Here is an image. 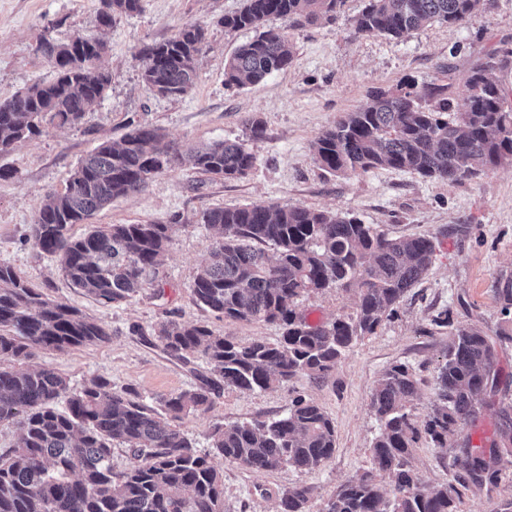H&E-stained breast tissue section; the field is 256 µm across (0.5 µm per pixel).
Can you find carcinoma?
<instances>
[{"label":"carcinoma","mask_w":512,"mask_h":512,"mask_svg":"<svg viewBox=\"0 0 512 512\" xmlns=\"http://www.w3.org/2000/svg\"><path fill=\"white\" fill-rule=\"evenodd\" d=\"M478 0H366L356 31L399 39L441 23L461 26ZM344 0H244L224 16V31L251 30L224 62V85L243 89L288 68L293 50L288 29L336 15ZM104 29L117 15L141 11L142 0H106ZM279 18L283 28L267 26ZM46 52L56 77L9 97H0V155L42 133L44 125L75 126L107 96L111 79L98 65L101 39L77 38ZM207 47L202 24L179 28L168 40L139 51L141 78L157 95L181 97L197 78ZM455 109L448 87L374 89L362 107L345 112L321 131L313 159L340 175L378 167L407 170L456 183L512 164V109L504 89L472 69L457 89ZM200 172L240 179L256 157L239 141L224 140L189 152ZM183 160L181 149L159 129L132 127L118 143L102 142L84 156L63 191L47 195L29 240L58 262L70 284L102 304L120 303L152 284L151 275L170 241L173 224H83L112 200L139 192L165 165ZM200 223L218 230L209 260L191 284L197 305L229 321H264L282 329L274 342L240 344L207 326L171 320L158 335L163 349L185 359L200 354L214 376L160 397L159 408L130 390L96 379L71 392L54 368L17 369L35 348L65 352L105 342L109 332L78 309L53 303L0 265V425L16 424L17 444L0 453V512H224V478L210 461L221 456L256 472L285 465L315 470L336 450L332 418L298 394L288 412L271 421L228 423L210 435L212 453H201L159 413L180 420L205 413L224 387L270 390L299 374L323 375L383 319L429 270L435 253L428 236L391 238L355 217L324 210L253 204L203 211ZM276 248L271 258L265 246ZM332 288L355 292V311L312 326L297 309L304 294ZM494 343L482 331L455 328L436 376V399L422 425L409 409L417 380L395 364L374 388L371 407L381 431L371 448V467L341 486L322 512H460L459 490L496 485L512 465V424L501 444L465 445L448 458L453 483L424 489L409 465L413 444L424 434L442 451L448 439L479 410L481 396L498 384ZM65 406L58 407L59 401ZM131 450L127 466L112 467V448ZM311 489L295 485L282 493L279 512H311Z\"/></svg>","instance_id":"1"}]
</instances>
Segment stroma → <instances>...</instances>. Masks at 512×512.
Listing matches in <instances>:
<instances>
[{
	"mask_svg": "<svg viewBox=\"0 0 512 512\" xmlns=\"http://www.w3.org/2000/svg\"><path fill=\"white\" fill-rule=\"evenodd\" d=\"M243 0H143L141 12L115 18L101 29L102 0H0V97L55 78L43 39L64 44L78 37H104L100 60L111 85L105 100L86 112L78 126H51L0 156L14 170L0 179V264L12 266L55 302L78 308L103 324L107 342L65 352L35 351L26 369L54 367L77 391L93 379L132 389L145 403L195 387L210 375L196 355L182 361L165 354L157 340L161 323H202L238 343L279 338L281 328L263 321H227L199 307L190 286L215 237L199 224L208 208L258 203L303 206L348 214L393 238L426 235L435 255L427 275L411 288L393 318L365 336L335 367L319 377L300 375L268 391L223 389L212 410L178 420V428L208 452L215 425L269 420L284 415L294 394L311 399L333 419L336 451L312 471L288 466L254 472L213 457L224 475V512H278L282 491L312 490V512H321L349 479L370 465V448L380 432L371 408L376 382L390 366L407 364L418 381L413 414L423 421L435 399V377L458 324L497 340L499 385L484 397L478 415L451 442L449 452L420 437L410 465L422 487L448 484V455L464 443L487 447L499 438L503 414L512 415V323L501 313L496 288L512 281V165H502L457 183L379 167L338 176L313 160L311 144L340 115L365 104L375 87L418 85L458 88L468 72L492 54L512 49V0H479L461 27L435 23L394 40L357 34L355 19L365 0H345L337 17L291 29L293 61L259 85L228 89L224 61L251 39L249 31L225 33L224 15ZM205 26L208 49L191 92L161 97L141 78L139 48L170 38L189 23ZM259 116L264 138L249 137L245 121ZM162 129L186 149L224 139L246 141L256 157L241 179L214 178L183 163L158 173L140 192L96 212L95 224H171L175 230L154 275L156 285L131 299L104 305L73 288L53 258L27 236L45 197L62 191L77 163L100 142L120 140L129 123ZM297 307L309 324L352 314L353 292L332 289L301 296ZM507 331L498 339L499 331ZM512 499V479L460 491L461 512H497Z\"/></svg>",
	"mask_w": 512,
	"mask_h": 512,
	"instance_id": "35a3bbf8",
	"label": "stroma"
}]
</instances>
